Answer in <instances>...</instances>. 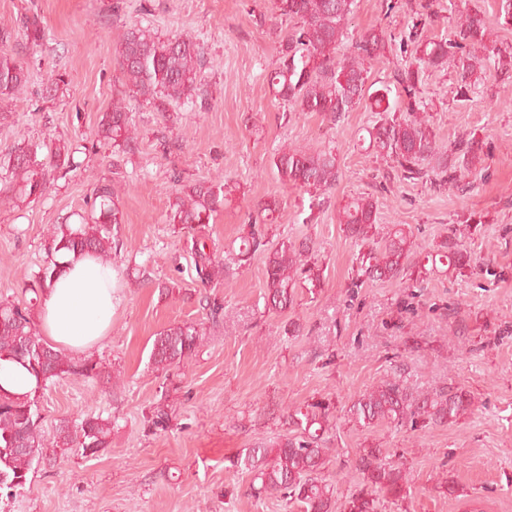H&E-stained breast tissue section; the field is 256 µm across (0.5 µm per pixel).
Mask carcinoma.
<instances>
[{
  "label": "carcinoma",
  "mask_w": 512,
  "mask_h": 512,
  "mask_svg": "<svg viewBox=\"0 0 512 512\" xmlns=\"http://www.w3.org/2000/svg\"><path fill=\"white\" fill-rule=\"evenodd\" d=\"M355 0H274L279 16L291 27L281 38L277 66L266 75L269 88L282 101L303 112H319L335 123L351 111L365 95L367 62L383 55L392 35L371 29L348 36L347 26ZM433 0L413 11L408 31L400 34V46L414 45L410 56L398 62L394 82L405 94L403 113L393 115L369 131L378 151L395 164L406 179H421L429 172L423 164L440 148L428 120L421 116L420 90L428 69L452 57L458 67L457 94L468 96L479 84V73L493 66L512 74V49H502L492 39L484 20L461 11L455 17L452 40L424 36L431 19ZM23 34L34 45L45 38V28L37 17L24 22ZM351 38L349 54L337 58L338 46ZM203 47L187 35L163 37L152 28L132 26L118 50L120 68L130 91L156 111L164 113L173 101L189 100L201 83ZM28 71L12 55L0 54V99H12L24 91ZM98 135L118 148L134 141L128 113L119 106L102 114ZM78 150L70 142H58L48 153L42 146L20 141L0 163V193L17 203L40 200L49 188L50 172H70ZM479 159L476 133L460 138L448 147V159L439 164L435 179L441 186H457L460 172ZM278 180L305 191L318 200L339 178L333 150L307 152L283 149L273 159ZM225 184L221 179L199 181L187 189H175L167 220L184 230L186 246L194 259L202 286H216L230 276L232 267H242L252 256L267 252V292L265 308L282 312L294 303L295 290L314 291L319 275L310 265V246L289 239L268 247L262 225L251 224L240 236L238 251L229 261L219 258L208 245L206 224L224 209ZM123 214L118 195L110 184L93 189L89 209L79 222L64 219L46 233V257L39 271L25 287L30 298L23 304L0 303V361L24 367L35 385L24 394L0 386V497L11 498L24 488L33 464L69 453L96 457L111 444L112 420L100 414L87 415L78 422L61 420L50 444L41 434L39 402L46 387L64 379H112L94 356L75 357L42 336L35 321L43 292L59 271L60 252L91 255L103 262L118 248V229ZM339 223L349 237L365 247L356 258L352 287L374 282L405 279L422 283L429 268L441 264L463 270L473 263L470 254L453 240H446L420 260L412 250V231L394 224L386 234L378 231L377 202L371 196L351 198L339 212ZM431 267H426V264ZM205 336L193 324L172 325L156 334L149 355L154 371L169 381L173 372L185 366L204 347ZM475 406L470 392L457 388L448 392L414 393L393 377L354 395L348 409L351 418L363 427L380 424L408 426L412 430L457 422ZM335 406L317 399L287 414L286 433L272 442L258 441L241 449L230 459L232 468L252 476L250 491L255 497L278 494L300 512H334L335 486L323 476L329 449L326 438L332 428ZM173 406L161 399L146 417L154 431L171 428ZM362 483L345 501L343 512H377L379 498L397 501L407 494L408 476L404 464L385 455L380 448H364L354 461Z\"/></svg>",
  "instance_id": "cac0c4a2"
}]
</instances>
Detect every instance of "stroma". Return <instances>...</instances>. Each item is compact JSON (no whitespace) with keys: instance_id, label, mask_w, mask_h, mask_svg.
I'll return each instance as SVG.
<instances>
[{"instance_id":"stroma-1","label":"stroma","mask_w":512,"mask_h":512,"mask_svg":"<svg viewBox=\"0 0 512 512\" xmlns=\"http://www.w3.org/2000/svg\"><path fill=\"white\" fill-rule=\"evenodd\" d=\"M422 0H357L351 29L406 30ZM428 37H450L452 7L466 5L512 48L499 26L498 0H436ZM37 15L46 37L27 44L23 17ZM0 22L12 27L0 54L23 61V95L0 101V157L19 140L75 141L76 167L30 205L0 199V300L21 298L28 275L43 264L48 225L81 211L94 186L115 187L123 212L113 266L123 297L112 331L93 354L122 372L120 384L68 379L52 384L39 407L45 440L59 420L87 413L116 418L109 448L94 458L71 454L35 464L8 512H298L273 494L249 493L250 478L228 459L253 442L284 433L286 412L325 397L336 406L327 478L344 505L361 481L352 463L374 446L404 463L410 494L381 499L378 512H512V78L487 68L476 93L456 94L448 64L426 73L422 97L438 144L477 132L481 160L461 175L463 189L399 179L392 160L369 144L381 116L361 101L338 123L277 100L264 76L279 57L274 0H0ZM151 25L159 34H190L204 48L202 102L169 105L159 114L129 94L116 62L126 30ZM121 100L136 130L131 147L98 138L102 113ZM334 148L339 179L304 223L309 196L281 184L272 168L279 150ZM224 178L227 202L209 226L217 249L240 236L250 217L265 215L270 243L291 238L312 246L320 286L297 289L288 310H264V255L223 284L195 280L183 236L166 221L176 186ZM369 195L377 222L406 224L416 252L457 235L478 262L463 272H436L420 286L396 281L353 288L358 247L339 222L342 206ZM279 208L265 214L270 201ZM489 264L490 273L480 272ZM177 283L163 295L159 286ZM223 304L219 318L202 296ZM300 323L299 335L285 333ZM202 327L203 351L173 379L171 430H145L143 416L160 399L151 368L155 335L173 324ZM401 375L414 392L461 387L475 398L457 424L413 431L363 427L347 413L350 397ZM453 481L456 494L444 492Z\"/></svg>"}]
</instances>
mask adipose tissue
<instances>
[{
	"label": "adipose tissue",
	"instance_id": "ef3b65f1",
	"mask_svg": "<svg viewBox=\"0 0 512 512\" xmlns=\"http://www.w3.org/2000/svg\"><path fill=\"white\" fill-rule=\"evenodd\" d=\"M120 299L112 265L88 257L71 261L43 293L38 328L52 344L86 353L111 330Z\"/></svg>",
	"mask_w": 512,
	"mask_h": 512
}]
</instances>
